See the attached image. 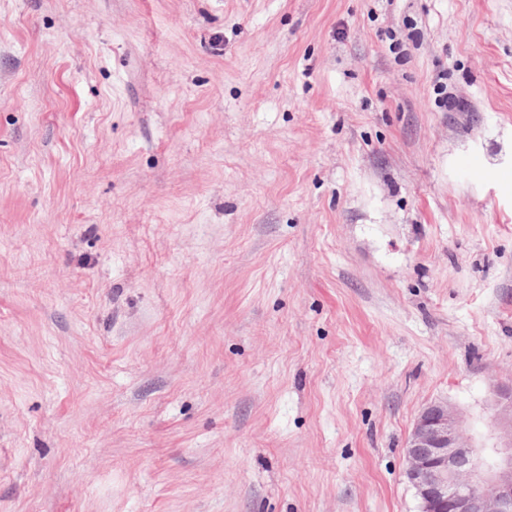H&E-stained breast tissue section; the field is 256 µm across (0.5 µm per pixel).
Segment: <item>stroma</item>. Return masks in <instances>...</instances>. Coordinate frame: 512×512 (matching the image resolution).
<instances>
[{"instance_id":"1","label":"stroma","mask_w":512,"mask_h":512,"mask_svg":"<svg viewBox=\"0 0 512 512\" xmlns=\"http://www.w3.org/2000/svg\"><path fill=\"white\" fill-rule=\"evenodd\" d=\"M510 385L512 0H0V512H419Z\"/></svg>"}]
</instances>
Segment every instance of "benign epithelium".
Instances as JSON below:
<instances>
[{
	"instance_id": "1",
	"label": "benign epithelium",
	"mask_w": 512,
	"mask_h": 512,
	"mask_svg": "<svg viewBox=\"0 0 512 512\" xmlns=\"http://www.w3.org/2000/svg\"><path fill=\"white\" fill-rule=\"evenodd\" d=\"M501 395L490 462L468 443L454 407L434 402L419 412L405 446V475L420 512H512V386Z\"/></svg>"
}]
</instances>
